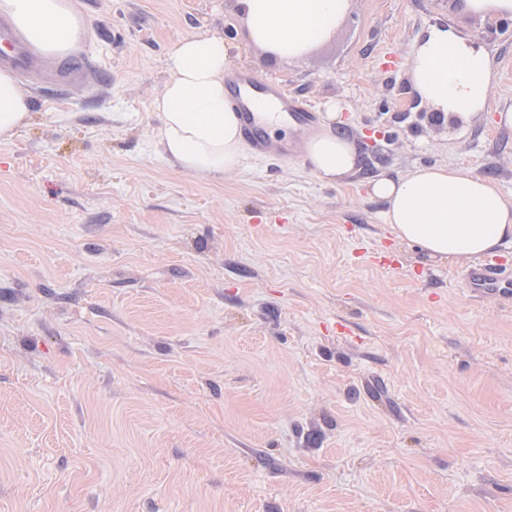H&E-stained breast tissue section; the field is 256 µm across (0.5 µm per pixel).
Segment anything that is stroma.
<instances>
[{
	"instance_id": "obj_1",
	"label": "stroma",
	"mask_w": 512,
	"mask_h": 512,
	"mask_svg": "<svg viewBox=\"0 0 512 512\" xmlns=\"http://www.w3.org/2000/svg\"><path fill=\"white\" fill-rule=\"evenodd\" d=\"M85 78L21 75L0 141V512H512V299L398 240L379 176L467 167L512 201V18L350 0L308 55L247 45L236 0H81ZM434 27L481 46L487 106L434 120ZM190 33L354 141L339 186L249 151L194 176L154 98ZM31 105L16 75L0 69V140H8L27 124Z\"/></svg>"
}]
</instances>
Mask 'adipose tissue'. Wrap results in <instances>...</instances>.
Listing matches in <instances>:
<instances>
[{
    "label": "adipose tissue",
    "mask_w": 512,
    "mask_h": 512,
    "mask_svg": "<svg viewBox=\"0 0 512 512\" xmlns=\"http://www.w3.org/2000/svg\"><path fill=\"white\" fill-rule=\"evenodd\" d=\"M244 40L278 59L310 52L329 37L349 0H237ZM26 40L48 56L65 55L91 35L79 0H0ZM231 45L201 33L182 37L168 57L170 80L153 101L163 156L188 174L218 176L241 166L247 146L226 104L224 72ZM411 78L421 98L444 114L484 108L493 86L491 60L452 30L432 29L411 52ZM31 105L16 75L0 69V140L27 124ZM340 110L328 105L320 132L303 145L304 163L319 180L338 184L358 167L355 145L336 134ZM384 221L402 241L429 257L466 261L512 242V202L470 168L431 166L371 184Z\"/></svg>",
    "instance_id": "obj_1"
}]
</instances>
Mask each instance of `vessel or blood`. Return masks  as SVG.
Instances as JSON below:
<instances>
[{"instance_id": "b4317fda", "label": "vessel or blood", "mask_w": 512, "mask_h": 512, "mask_svg": "<svg viewBox=\"0 0 512 512\" xmlns=\"http://www.w3.org/2000/svg\"><path fill=\"white\" fill-rule=\"evenodd\" d=\"M37 59L28 46L16 35L13 27L0 23V64L17 70H26L36 65ZM226 84L230 90L228 103L236 112L244 133L250 138L259 153L285 157L297 154L303 135L316 125L315 112L304 103L292 99L279 85L271 81H258L248 72L236 70L228 74ZM255 90L270 97L276 104L278 120L290 125L293 134L288 140H273L266 136L268 121L263 113L253 111L246 96ZM467 288L475 296L512 294V277L503 275L492 263L479 262L464 273Z\"/></svg>"}]
</instances>
